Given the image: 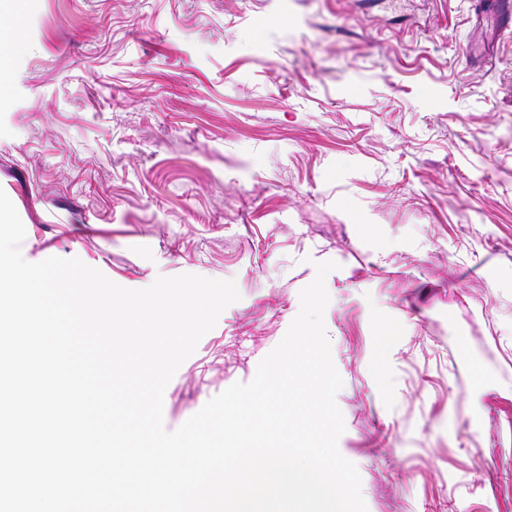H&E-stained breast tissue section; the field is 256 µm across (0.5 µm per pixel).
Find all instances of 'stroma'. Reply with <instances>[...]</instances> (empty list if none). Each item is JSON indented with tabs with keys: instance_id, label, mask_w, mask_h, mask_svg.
Listing matches in <instances>:
<instances>
[{
	"instance_id": "obj_1",
	"label": "stroma",
	"mask_w": 512,
	"mask_h": 512,
	"mask_svg": "<svg viewBox=\"0 0 512 512\" xmlns=\"http://www.w3.org/2000/svg\"><path fill=\"white\" fill-rule=\"evenodd\" d=\"M23 257L235 281L166 430L250 382L316 263L367 512H512V29L499 0H4ZM395 338L382 369L376 344Z\"/></svg>"
}]
</instances>
